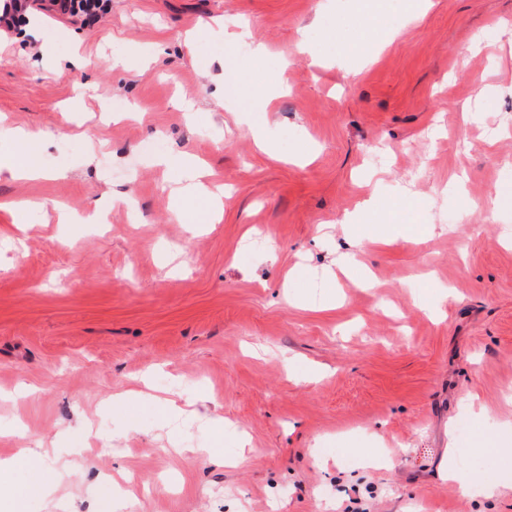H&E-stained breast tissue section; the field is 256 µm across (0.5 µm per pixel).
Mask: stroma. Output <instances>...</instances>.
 Returning <instances> with one entry per match:
<instances>
[{
    "label": "stroma",
    "mask_w": 512,
    "mask_h": 512,
    "mask_svg": "<svg viewBox=\"0 0 512 512\" xmlns=\"http://www.w3.org/2000/svg\"><path fill=\"white\" fill-rule=\"evenodd\" d=\"M365 23L399 31L367 67ZM258 42L288 66L264 111L224 91L231 65L265 78ZM1 126L48 137L45 178L0 175V457L41 442L73 470L18 498L17 469L0 512H512V0L38 6L0 39ZM156 140L228 188L219 220L179 221ZM372 195L403 233L351 247ZM351 249L373 287L336 274ZM203 393L224 433L167 425ZM53 9L71 17H81L85 22H94L112 8V0H51Z\"/></svg>",
    "instance_id": "obj_1"
}]
</instances>
